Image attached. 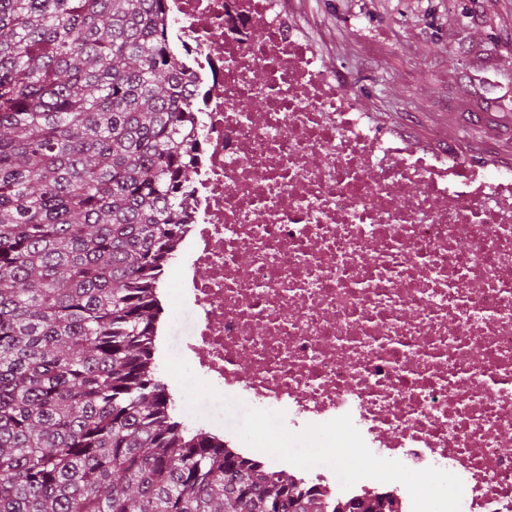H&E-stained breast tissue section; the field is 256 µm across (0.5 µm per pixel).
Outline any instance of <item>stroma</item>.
<instances>
[{"mask_svg": "<svg viewBox=\"0 0 512 512\" xmlns=\"http://www.w3.org/2000/svg\"><path fill=\"white\" fill-rule=\"evenodd\" d=\"M288 31L336 79L366 125L400 150L426 148L442 169L512 171V0H286ZM176 255L160 284L164 306L155 375L173 416L234 439L216 404L188 415L165 350L187 356L199 313L173 304L183 281Z\"/></svg>", "mask_w": 512, "mask_h": 512, "instance_id": "35a3bbf8", "label": "stroma"}]
</instances>
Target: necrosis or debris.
Segmentation results:
<instances>
[{
    "instance_id": "4bbe7bcc",
    "label": "necrosis or debris",
    "mask_w": 512,
    "mask_h": 512,
    "mask_svg": "<svg viewBox=\"0 0 512 512\" xmlns=\"http://www.w3.org/2000/svg\"><path fill=\"white\" fill-rule=\"evenodd\" d=\"M165 22L203 89L181 243L204 275L179 293L199 378L297 430L353 416L380 458L457 475L463 512H512V173L393 152L275 0H169ZM330 472L293 477L412 512L397 483Z\"/></svg>"
}]
</instances>
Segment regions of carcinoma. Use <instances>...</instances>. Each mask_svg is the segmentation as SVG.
<instances>
[{
    "label": "carcinoma",
    "instance_id": "carcinoma-1",
    "mask_svg": "<svg viewBox=\"0 0 512 512\" xmlns=\"http://www.w3.org/2000/svg\"><path fill=\"white\" fill-rule=\"evenodd\" d=\"M167 0H0V512H379L170 415L158 283L197 165Z\"/></svg>",
    "mask_w": 512,
    "mask_h": 512
}]
</instances>
